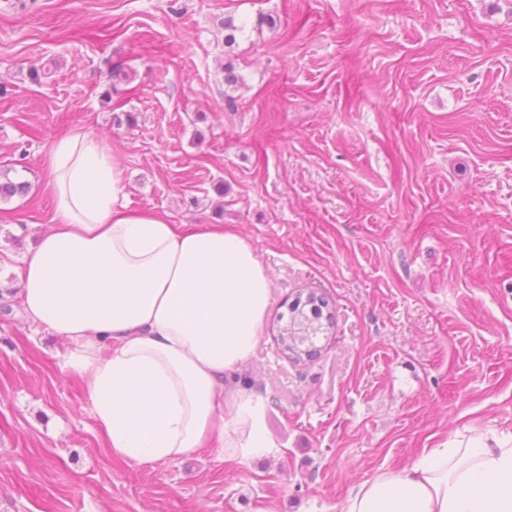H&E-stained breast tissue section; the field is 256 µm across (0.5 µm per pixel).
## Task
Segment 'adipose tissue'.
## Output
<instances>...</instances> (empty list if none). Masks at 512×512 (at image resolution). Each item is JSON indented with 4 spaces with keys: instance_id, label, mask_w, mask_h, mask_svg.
Instances as JSON below:
<instances>
[{
    "instance_id": "1",
    "label": "adipose tissue",
    "mask_w": 512,
    "mask_h": 512,
    "mask_svg": "<svg viewBox=\"0 0 512 512\" xmlns=\"http://www.w3.org/2000/svg\"><path fill=\"white\" fill-rule=\"evenodd\" d=\"M44 169L54 218L20 273L28 320L64 342V367L116 456L145 465L214 448L273 453L267 398L225 386L254 354L270 276L221 226L185 230L122 202L123 170L93 132L55 138ZM342 512H512V435L457 436L355 487Z\"/></svg>"
}]
</instances>
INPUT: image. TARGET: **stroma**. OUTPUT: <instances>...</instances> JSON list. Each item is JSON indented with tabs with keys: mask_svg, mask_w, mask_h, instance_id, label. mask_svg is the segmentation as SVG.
Here are the masks:
<instances>
[{
	"mask_svg": "<svg viewBox=\"0 0 512 512\" xmlns=\"http://www.w3.org/2000/svg\"><path fill=\"white\" fill-rule=\"evenodd\" d=\"M80 129L129 209L230 226L269 268L243 377L278 457L112 454L11 295ZM1 171L31 192L0 202V512H340L457 432L512 433V0H0ZM309 292L335 326L296 361L278 317Z\"/></svg>",
	"mask_w": 512,
	"mask_h": 512,
	"instance_id": "35a3bbf8",
	"label": "stroma"
}]
</instances>
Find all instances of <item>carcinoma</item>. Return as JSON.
Here are the masks:
<instances>
[{
    "instance_id": "obj_1",
    "label": "carcinoma",
    "mask_w": 512,
    "mask_h": 512,
    "mask_svg": "<svg viewBox=\"0 0 512 512\" xmlns=\"http://www.w3.org/2000/svg\"><path fill=\"white\" fill-rule=\"evenodd\" d=\"M29 190L28 183L7 179L0 182V201H9L16 196L24 197ZM328 306L324 297L313 292L304 299L297 298L291 304L286 324L279 327V342L286 352L297 359L310 356V345L328 330L323 323L324 310Z\"/></svg>"
}]
</instances>
